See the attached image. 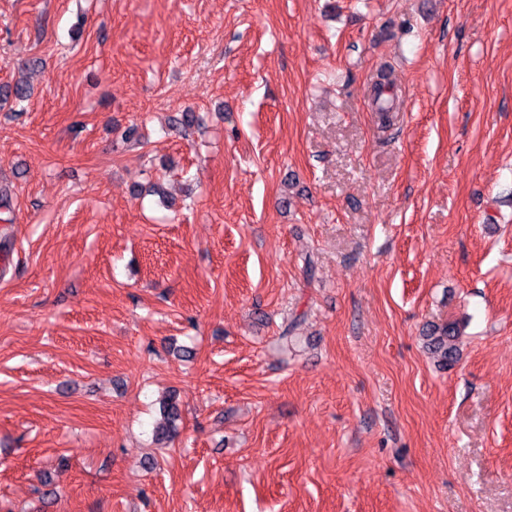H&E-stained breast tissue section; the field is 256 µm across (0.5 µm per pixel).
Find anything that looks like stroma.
Masks as SVG:
<instances>
[{
  "label": "stroma",
  "instance_id": "1",
  "mask_svg": "<svg viewBox=\"0 0 512 512\" xmlns=\"http://www.w3.org/2000/svg\"><path fill=\"white\" fill-rule=\"evenodd\" d=\"M23 77L0 512H512V0H0ZM425 337L429 347L439 355L442 365H448L454 361L459 347V333L454 323L442 328L434 327ZM162 416V421L158 422L155 428V437L158 441H164L176 432V422L181 417V409L174 395L162 401Z\"/></svg>",
  "mask_w": 512,
  "mask_h": 512
}]
</instances>
